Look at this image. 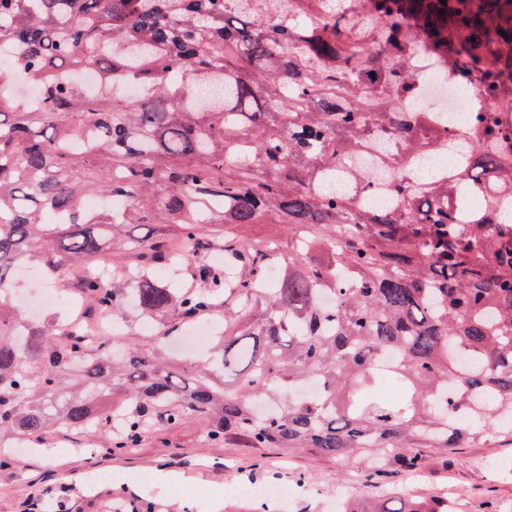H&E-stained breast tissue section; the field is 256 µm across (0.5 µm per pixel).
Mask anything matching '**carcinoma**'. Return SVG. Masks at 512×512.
<instances>
[{"mask_svg":"<svg viewBox=\"0 0 512 512\" xmlns=\"http://www.w3.org/2000/svg\"><path fill=\"white\" fill-rule=\"evenodd\" d=\"M224 2L0 0V47L43 91L39 110L0 97V437L63 420L130 451L194 417L214 443L408 470L512 445V220L490 222L512 199V0ZM420 54L498 103L443 176L408 167L448 149L433 113L401 112ZM378 139L394 212L363 201ZM269 220L284 237H242ZM220 237L224 264H202ZM114 239L139 266L80 291L123 324L133 302L146 334L84 356L4 294L17 267L61 284ZM191 269L199 287H173ZM221 295L224 335L182 361L167 343ZM344 512L452 510L396 488Z\"/></svg>","mask_w":512,"mask_h":512,"instance_id":"carcinoma-1","label":"carcinoma"}]
</instances>
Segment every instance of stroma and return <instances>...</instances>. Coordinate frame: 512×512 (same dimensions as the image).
Returning <instances> with one entry per match:
<instances>
[{
  "label": "stroma",
  "instance_id": "stroma-1",
  "mask_svg": "<svg viewBox=\"0 0 512 512\" xmlns=\"http://www.w3.org/2000/svg\"><path fill=\"white\" fill-rule=\"evenodd\" d=\"M0 469V512H336L350 491L375 497L399 486L412 494L453 486L459 512H512V447L480 443L455 449L449 463L425 450L420 472L374 476L365 464L312 452L236 448L205 439L196 420L149 435L131 452L106 451L97 428L78 434L63 424L48 445L15 449ZM292 487L288 504L225 495L234 485Z\"/></svg>",
  "mask_w": 512,
  "mask_h": 512
}]
</instances>
